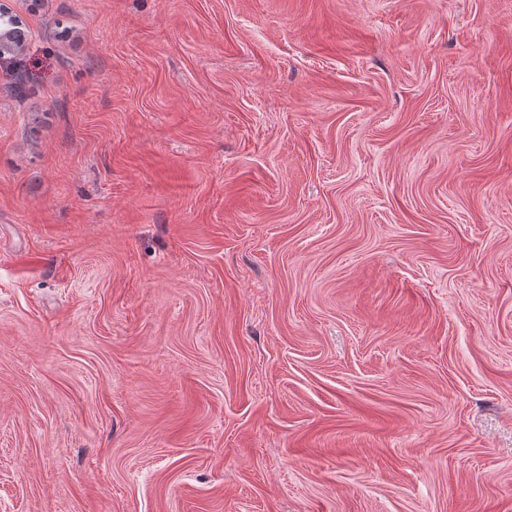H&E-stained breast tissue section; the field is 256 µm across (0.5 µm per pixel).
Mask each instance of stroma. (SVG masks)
Listing matches in <instances>:
<instances>
[{
  "mask_svg": "<svg viewBox=\"0 0 512 512\" xmlns=\"http://www.w3.org/2000/svg\"><path fill=\"white\" fill-rule=\"evenodd\" d=\"M0 512H512V0H11Z\"/></svg>",
  "mask_w": 512,
  "mask_h": 512,
  "instance_id": "stroma-1",
  "label": "stroma"
}]
</instances>
